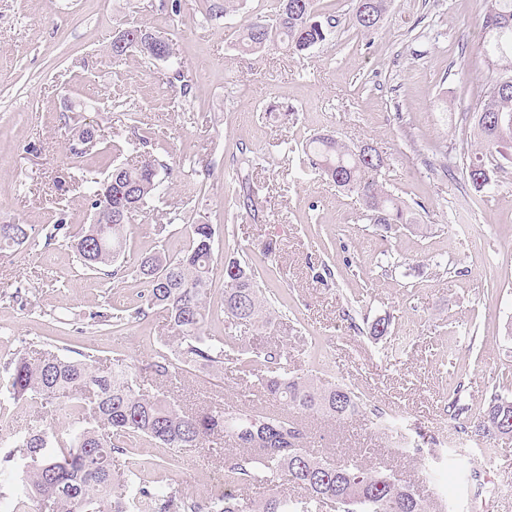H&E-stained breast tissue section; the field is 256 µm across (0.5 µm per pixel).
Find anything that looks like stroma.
I'll use <instances>...</instances> for the list:
<instances>
[{"instance_id":"1","label":"stroma","mask_w":512,"mask_h":512,"mask_svg":"<svg viewBox=\"0 0 512 512\" xmlns=\"http://www.w3.org/2000/svg\"><path fill=\"white\" fill-rule=\"evenodd\" d=\"M213 2L181 0L175 14L171 0H0V223L30 229L26 244L0 252V450L41 410L9 395L11 363L28 343L118 357L146 374L170 331L163 313L133 318L147 291L132 264L180 254L199 221L234 232L279 314L267 328H237V345L253 357L276 347L289 372L323 373L365 401L341 423L309 418L317 451L372 449L437 512H512V438L475 452L448 412L461 384L477 417L512 368V164L482 194L462 163L477 146L475 105L461 89L483 76L480 0H391L370 32L356 26L352 0H314L336 24L302 58L239 47L243 26L273 17L278 0H237L226 16L211 15ZM132 24L168 33L173 64L114 62L112 39ZM87 126L100 147L73 159L68 143ZM318 132L375 146L388 187L422 204L419 228L382 237L357 195L301 165ZM146 150L172 168L166 191L132 222L117 274L92 273L70 246L93 220L79 183L136 165ZM245 185L256 210L235 203ZM61 214L66 234L46 241ZM102 312L119 324L99 322ZM384 315L390 336L371 338L368 324ZM171 390L193 409L236 395L230 374L196 368ZM126 443L125 470L139 486L176 485L194 502L271 492L231 482L204 449Z\"/></svg>"}]
</instances>
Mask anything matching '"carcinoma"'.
I'll use <instances>...</instances> for the list:
<instances>
[{
	"instance_id": "cac0c4a2",
	"label": "carcinoma",
	"mask_w": 512,
	"mask_h": 512,
	"mask_svg": "<svg viewBox=\"0 0 512 512\" xmlns=\"http://www.w3.org/2000/svg\"><path fill=\"white\" fill-rule=\"evenodd\" d=\"M391 0H354L356 25L371 31L384 19ZM332 18H321L313 0H279L275 18L257 17L243 31V51L257 53L285 48L303 56L323 42ZM482 29L486 34L480 54L482 80L463 87L476 103L473 128L478 148L465 159V172L478 192L488 190L496 170L512 162V0H483ZM112 40V58L121 61L138 52L150 56L151 40L162 38L167 54L174 44L162 32L132 25ZM302 153L307 164L340 190L361 197L366 217L384 236L416 223V212L384 182L383 158L366 156L361 147H349L328 134L310 138ZM168 166L149 155L133 168L118 167L102 180H83L98 223L90 224L72 242L81 264L106 276L108 268L125 255L129 223L147 199L164 191L160 171ZM215 228L191 225L187 249L176 257L163 252L137 261L135 272L147 285L144 303L133 316L152 311L165 314L174 342L156 353L150 365L155 377L177 378L185 367L223 368L233 343L207 336L203 327L213 315L208 301L214 256ZM29 239L24 224H0V250ZM224 323L228 330L243 325L268 327L273 311L252 265L236 244L224 240ZM283 351L264 355L265 367L235 357L239 383L260 390L264 400L232 409L215 403L200 411H186L160 389L149 394L123 360L106 363L90 354L61 357L48 350H32L13 362L11 396L38 399L55 425H31L16 434L3 461L20 457V484L13 495L18 508L37 503L38 512H432L430 504L400 484L382 466H367L359 453L316 455L306 419L326 416L344 421L362 412L361 396L341 385H324L317 375H291ZM512 384L501 374L487 407L475 419L458 423L462 432L486 440L512 437V398L498 389ZM278 403L269 409L265 401ZM136 433L165 448L220 450L227 476L241 482L266 478L281 481L303 494L272 492L256 501L222 492L206 502H188L174 488L160 492L140 489L135 497L114 490L113 466L126 454L122 437Z\"/></svg>"
}]
</instances>
